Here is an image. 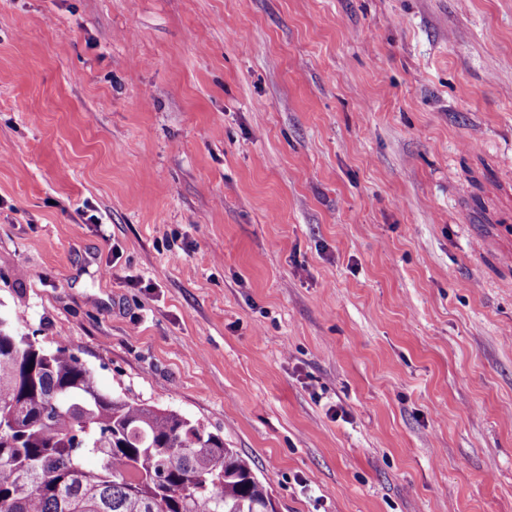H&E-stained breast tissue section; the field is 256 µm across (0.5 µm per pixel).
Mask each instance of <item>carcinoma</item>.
<instances>
[{"instance_id": "cac0c4a2", "label": "carcinoma", "mask_w": 512, "mask_h": 512, "mask_svg": "<svg viewBox=\"0 0 512 512\" xmlns=\"http://www.w3.org/2000/svg\"><path fill=\"white\" fill-rule=\"evenodd\" d=\"M271 501L219 434L102 391L67 347L48 351L0 320V512H266Z\"/></svg>"}]
</instances>
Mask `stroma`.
Segmentation results:
<instances>
[{
  "instance_id": "1",
  "label": "stroma",
  "mask_w": 512,
  "mask_h": 512,
  "mask_svg": "<svg viewBox=\"0 0 512 512\" xmlns=\"http://www.w3.org/2000/svg\"><path fill=\"white\" fill-rule=\"evenodd\" d=\"M0 313L278 512H512V0H0Z\"/></svg>"
}]
</instances>
